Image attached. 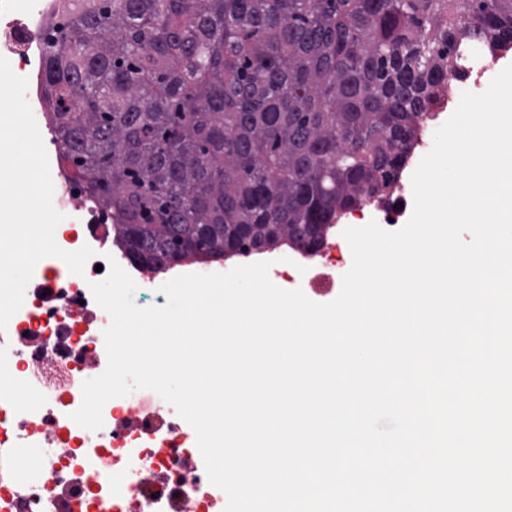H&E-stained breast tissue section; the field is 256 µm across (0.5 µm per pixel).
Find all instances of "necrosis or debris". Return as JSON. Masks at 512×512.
I'll return each instance as SVG.
<instances>
[{"label": "necrosis or debris", "instance_id": "1", "mask_svg": "<svg viewBox=\"0 0 512 512\" xmlns=\"http://www.w3.org/2000/svg\"><path fill=\"white\" fill-rule=\"evenodd\" d=\"M63 0H0V56L29 81L31 108L44 107L43 43L62 14ZM53 205L64 215L55 240L64 250L90 246L83 275L58 258L40 260L21 308L0 331V421L12 436L32 440L36 465H18L0 512H60L56 494L65 487L83 512H168L163 493L140 479L143 470L165 469L200 500L203 512H224L226 493L205 469L182 468L192 427L163 399L155 413L166 430L147 442L127 422L145 397L138 390L106 403L104 425L90 431L71 418L82 402V383L93 378L87 358L106 356L103 331L109 315L96 303L91 283L105 279L101 267L114 252L108 217L88 204L58 151L48 150Z\"/></svg>", "mask_w": 512, "mask_h": 512}]
</instances>
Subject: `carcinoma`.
<instances>
[{
  "instance_id": "obj_1",
  "label": "carcinoma",
  "mask_w": 512,
  "mask_h": 512,
  "mask_svg": "<svg viewBox=\"0 0 512 512\" xmlns=\"http://www.w3.org/2000/svg\"><path fill=\"white\" fill-rule=\"evenodd\" d=\"M43 87L72 178L152 270L315 250L382 198L512 0H64Z\"/></svg>"
}]
</instances>
